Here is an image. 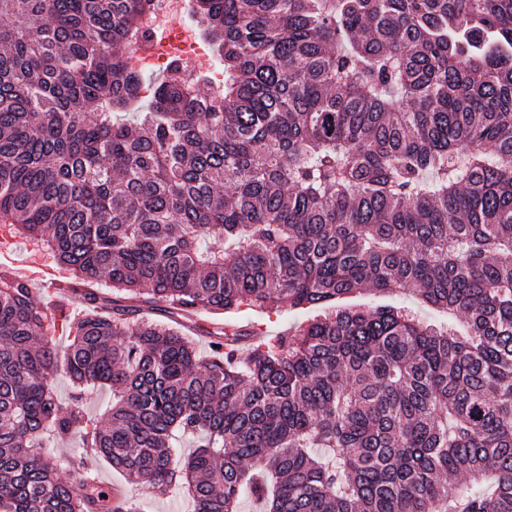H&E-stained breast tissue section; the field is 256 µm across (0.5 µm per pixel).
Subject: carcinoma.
I'll return each instance as SVG.
<instances>
[{
  "instance_id": "1",
  "label": "carcinoma",
  "mask_w": 512,
  "mask_h": 512,
  "mask_svg": "<svg viewBox=\"0 0 512 512\" xmlns=\"http://www.w3.org/2000/svg\"><path fill=\"white\" fill-rule=\"evenodd\" d=\"M145 2L0 0V219L172 321L81 294L63 363L112 388L99 426L0 273V512H117L43 450L77 433L193 512H512V0H194L223 91L168 75L127 122ZM366 287L466 331L339 305ZM285 304L322 314L241 355L232 316ZM191 328V336L198 343L202 356L209 353V338L217 327H224V315H216L208 311H200L192 316L191 320L182 319ZM186 321H188L186 323Z\"/></svg>"
}]
</instances>
